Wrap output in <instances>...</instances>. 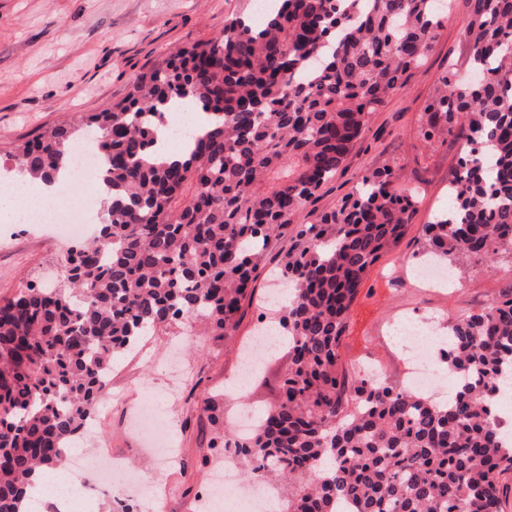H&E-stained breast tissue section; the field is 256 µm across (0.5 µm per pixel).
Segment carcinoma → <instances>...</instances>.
I'll return each mask as SVG.
<instances>
[{"mask_svg":"<svg viewBox=\"0 0 512 512\" xmlns=\"http://www.w3.org/2000/svg\"><path fill=\"white\" fill-rule=\"evenodd\" d=\"M204 43L139 74L103 112L55 125L12 155L21 177L51 179L71 146L94 138L106 187L96 237L66 251V282L21 285L0 299V512H34L39 469L61 466L101 398L114 354L161 327L203 319L231 336L261 263L293 217L272 275L291 285L277 310L288 370L277 401L236 439L211 399L204 410L278 487L282 512H504L512 443L496 421L512 388V294L448 324L441 361L454 395L434 402L386 380L339 372V347L364 278L397 246L419 194L396 168L362 176L318 211L387 98L433 51L454 0H271ZM462 28L471 84L448 69L426 106L424 138L462 143L421 253L492 268L512 253V0H468ZM188 103L205 130L156 156L165 112ZM278 169L287 175L267 190Z\"/></svg>","mask_w":512,"mask_h":512,"instance_id":"obj_1","label":"carcinoma"}]
</instances>
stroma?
<instances>
[{"mask_svg": "<svg viewBox=\"0 0 512 512\" xmlns=\"http://www.w3.org/2000/svg\"><path fill=\"white\" fill-rule=\"evenodd\" d=\"M249 0H0V160L44 128L69 121L75 113L100 112L121 100L134 78L160 63L167 50L208 41L225 22L249 13ZM466 0L456 7L432 53L412 70L406 87L393 94L374 118L361 147L355 148L321 191L318 210L340 203L358 178L386 165L396 166L403 186L418 189L419 211L398 247L381 254L352 305L349 330L340 347L342 364L374 352L375 331L398 309L419 313L433 307L457 316L476 310L512 288V255L499 254L494 270L458 266L445 295L398 284L399 261H413L417 240L437 213L451 204V181L461 145L450 136L428 141L421 134L423 109L448 65L466 68L469 47L461 21ZM67 242L43 224H16L0 216V297L25 282H45L59 268ZM275 283L259 272L252 303L234 335L200 328L196 340H176L173 330L144 337L138 350L113 359L112 384L122 396L108 419L92 425L78 446L88 453L109 448L134 471L135 483L106 484L87 475L88 506L112 512L116 500L141 507V484L169 487L168 512H207L204 496L213 465L224 455L217 429L203 410L215 398L225 408L243 403L262 412L273 403L288 367L279 355L263 367V378L247 382L241 397L234 386L236 352L253 335L264 310L262 300ZM158 414L174 433L177 455L164 465L147 452L146 441L131 431V415L148 397L167 396Z\"/></svg>", "mask_w": 512, "mask_h": 512, "instance_id": "stroma-1", "label": "stroma"}]
</instances>
